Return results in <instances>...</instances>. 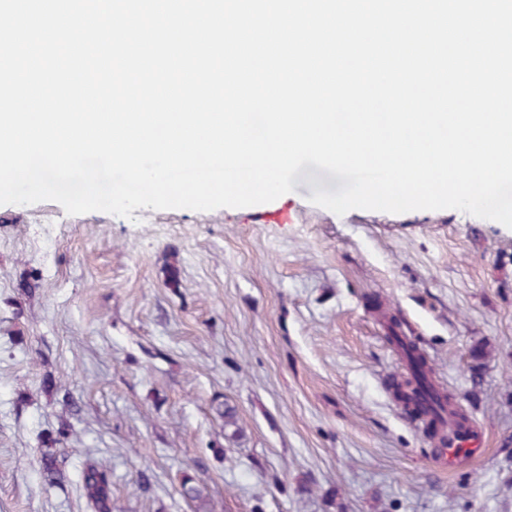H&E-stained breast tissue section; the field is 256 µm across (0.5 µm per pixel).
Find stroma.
<instances>
[{
  "label": "stroma",
  "mask_w": 512,
  "mask_h": 512,
  "mask_svg": "<svg viewBox=\"0 0 512 512\" xmlns=\"http://www.w3.org/2000/svg\"><path fill=\"white\" fill-rule=\"evenodd\" d=\"M342 184L308 164L245 208L0 205V512H93L90 460L112 512H512V229L312 203ZM392 315L482 457L441 471L405 422ZM59 438H50L44 442V448L41 452L42 469L49 480L60 479L61 473L57 468L58 445L61 443ZM82 485L87 500L96 512L112 511V487L108 475L95 464L87 463L82 471Z\"/></svg>",
  "instance_id": "obj_1"
}]
</instances>
